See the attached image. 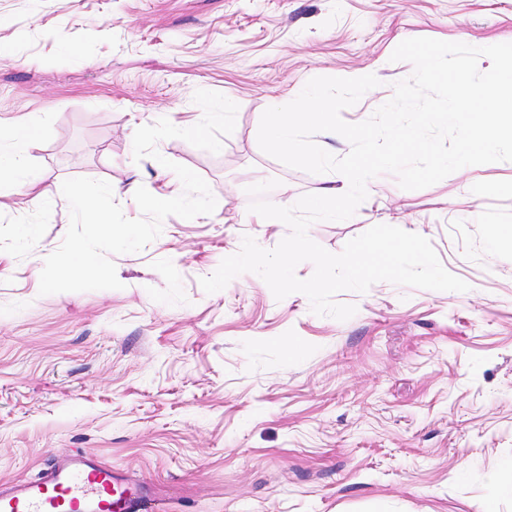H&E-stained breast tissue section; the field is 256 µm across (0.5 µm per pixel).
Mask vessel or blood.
I'll return each instance as SVG.
<instances>
[{"label":"vessel or blood","instance_id":"obj_1","mask_svg":"<svg viewBox=\"0 0 512 512\" xmlns=\"http://www.w3.org/2000/svg\"><path fill=\"white\" fill-rule=\"evenodd\" d=\"M0 512H166L163 499L85 453L34 480L0 483Z\"/></svg>","mask_w":512,"mask_h":512}]
</instances>
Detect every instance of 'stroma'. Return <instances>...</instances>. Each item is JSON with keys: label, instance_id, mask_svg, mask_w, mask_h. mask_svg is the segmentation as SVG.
<instances>
[{"label": "stroma", "instance_id": "35a3bbf8", "mask_svg": "<svg viewBox=\"0 0 512 512\" xmlns=\"http://www.w3.org/2000/svg\"><path fill=\"white\" fill-rule=\"evenodd\" d=\"M512 43V0H0V133L35 124L25 178L0 181V480L28 479L76 450L157 485L167 512H512L489 473L512 462V161L464 167L420 190L383 174L344 221L309 237L332 253L377 224L427 238L465 292L381 281L345 321L257 274L208 294L200 277L243 236L271 249L249 185L296 201L343 175L265 154L262 113L317 76L372 74L341 117L369 118L413 67L403 40ZM238 106L213 154L172 138L161 156L203 177L215 211L167 217L114 256L115 290L40 295L69 226L65 179L132 191L170 170L133 158L137 128L202 118L196 90ZM300 348L288 354L286 338Z\"/></svg>", "mask_w": 512, "mask_h": 512}]
</instances>
